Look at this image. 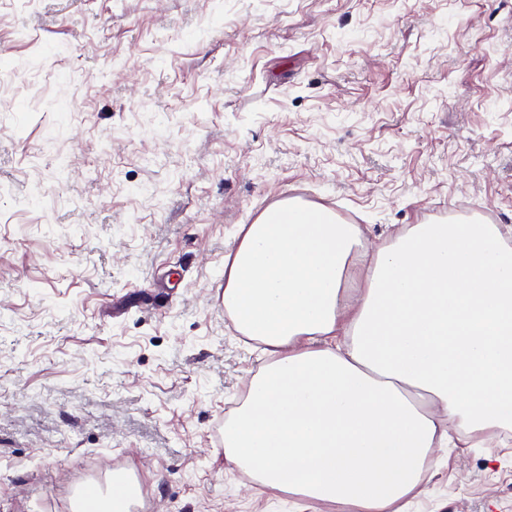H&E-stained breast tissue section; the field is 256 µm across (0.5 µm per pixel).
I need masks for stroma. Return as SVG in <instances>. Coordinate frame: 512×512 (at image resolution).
<instances>
[{"mask_svg":"<svg viewBox=\"0 0 512 512\" xmlns=\"http://www.w3.org/2000/svg\"><path fill=\"white\" fill-rule=\"evenodd\" d=\"M287 197L512 225V0H0V512L116 466L153 512H350L224 468L265 360L224 258ZM405 510L512 512V438Z\"/></svg>","mask_w":512,"mask_h":512,"instance_id":"obj_1","label":"stroma"}]
</instances>
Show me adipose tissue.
Wrapping results in <instances>:
<instances>
[{"label":"adipose tissue","mask_w":512,"mask_h":512,"mask_svg":"<svg viewBox=\"0 0 512 512\" xmlns=\"http://www.w3.org/2000/svg\"><path fill=\"white\" fill-rule=\"evenodd\" d=\"M224 309L269 358L224 422L265 491L402 512L437 449L512 431V238L413 224L376 250L322 206L277 202L224 261Z\"/></svg>","instance_id":"ef3b65f1"}]
</instances>
